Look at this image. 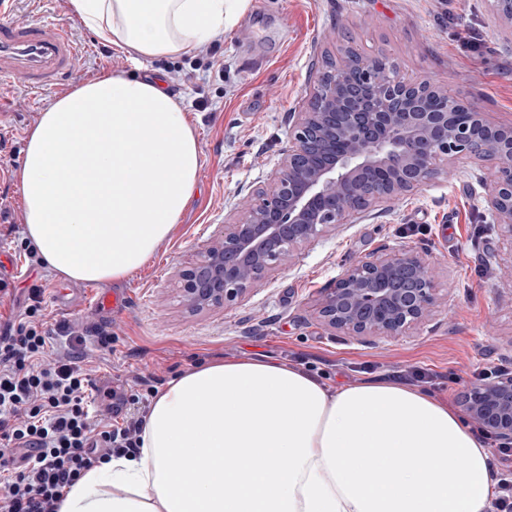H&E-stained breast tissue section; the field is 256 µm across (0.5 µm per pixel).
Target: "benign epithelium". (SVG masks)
I'll return each mask as SVG.
<instances>
[{
	"mask_svg": "<svg viewBox=\"0 0 512 512\" xmlns=\"http://www.w3.org/2000/svg\"><path fill=\"white\" fill-rule=\"evenodd\" d=\"M339 71L357 68L361 82L331 76L293 113L288 148L270 181L244 201L243 215L218 225L200 258L178 273L192 311L222 306L256 289L294 250L346 224L367 208L418 191L461 159L490 171L484 198L512 238V124L462 105L430 79L376 75L367 57L344 52ZM443 98L445 112L430 111ZM437 304L427 258L407 249L349 265L319 304L322 323L351 337L401 336L428 321ZM466 411L512 441V375L472 386Z\"/></svg>",
	"mask_w": 512,
	"mask_h": 512,
	"instance_id": "7a95c632",
	"label": "benign epithelium"
}]
</instances>
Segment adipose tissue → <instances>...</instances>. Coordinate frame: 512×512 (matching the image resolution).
Instances as JSON below:
<instances>
[{
    "label": "adipose tissue",
    "mask_w": 512,
    "mask_h": 512,
    "mask_svg": "<svg viewBox=\"0 0 512 512\" xmlns=\"http://www.w3.org/2000/svg\"><path fill=\"white\" fill-rule=\"evenodd\" d=\"M248 4L69 0V11L148 60L211 41ZM200 164L196 130L161 81L79 84L28 133L26 236L68 279L124 280L171 236ZM494 487L489 448L448 400L389 380L332 391L296 365L224 358L161 389L139 452L85 471L59 512H490Z\"/></svg>",
    "instance_id": "adipose-tissue-1"
}]
</instances>
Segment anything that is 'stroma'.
Listing matches in <instances>:
<instances>
[{
  "instance_id": "obj_1",
  "label": "stroma",
  "mask_w": 512,
  "mask_h": 512,
  "mask_svg": "<svg viewBox=\"0 0 512 512\" xmlns=\"http://www.w3.org/2000/svg\"><path fill=\"white\" fill-rule=\"evenodd\" d=\"M1 22L64 24L82 47L66 80L35 90L15 79L0 88V251L23 267L19 276L0 269L12 294L0 317L25 307L29 288L43 286L47 330L54 335L64 325L80 336L96 385L126 394L142 375L167 382L215 359L270 357L318 367L331 390L419 367L442 375L452 370L460 381L443 392L452 400L473 385L474 370L512 368V281L502 276L512 242L484 206V170L464 160L414 194L301 247L260 289L232 303L189 311L177 283L178 270L198 259L217 224L237 214L274 173L293 113L305 107L325 59L338 58L344 45L370 58L387 54L401 77L429 76L492 119L512 122V25L491 11L489 0H249L235 25L214 40L139 63L95 39L71 17L68 0H13ZM465 27L479 36L477 48L456 40ZM115 72L162 79L182 97L202 163L198 192L171 237L122 280L127 308L85 312L77 281L25 263L19 169L42 111L76 84ZM202 99L208 107L201 112ZM409 224L421 232L405 233ZM398 248L429 259L439 298L434 316L409 335L371 342L325 327L319 303L343 270ZM102 329L112 335L111 350L98 345Z\"/></svg>"
}]
</instances>
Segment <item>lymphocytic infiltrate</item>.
Returning a JSON list of instances; mask_svg holds the SVG:
<instances>
[{
    "mask_svg": "<svg viewBox=\"0 0 512 512\" xmlns=\"http://www.w3.org/2000/svg\"><path fill=\"white\" fill-rule=\"evenodd\" d=\"M41 287L26 308L0 328V512H58L68 487L85 470L141 445L144 391L121 398L119 423L91 410L94 387L80 339L66 337V353L49 358ZM470 427L493 450L496 512H512V443L479 422Z\"/></svg>",
    "mask_w": 512,
    "mask_h": 512,
    "instance_id": "obj_1",
    "label": "lymphocytic infiltrate"
}]
</instances>
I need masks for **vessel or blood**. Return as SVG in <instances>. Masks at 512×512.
Segmentation results:
<instances>
[{
  "label": "vessel or blood",
  "mask_w": 512,
  "mask_h": 512,
  "mask_svg": "<svg viewBox=\"0 0 512 512\" xmlns=\"http://www.w3.org/2000/svg\"><path fill=\"white\" fill-rule=\"evenodd\" d=\"M77 51L78 38L65 26L0 24V78L17 76L36 89L56 85L70 72ZM127 299V291L99 289L83 305L118 310Z\"/></svg>",
  "instance_id": "b4317fda"
}]
</instances>
